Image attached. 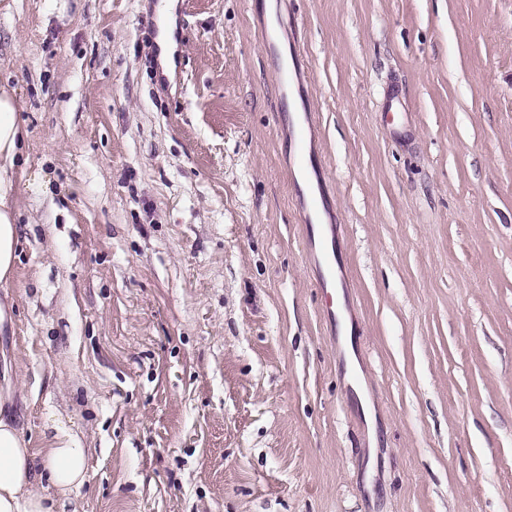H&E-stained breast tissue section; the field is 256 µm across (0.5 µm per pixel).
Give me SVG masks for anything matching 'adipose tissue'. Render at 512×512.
Masks as SVG:
<instances>
[{"label": "adipose tissue", "mask_w": 512, "mask_h": 512, "mask_svg": "<svg viewBox=\"0 0 512 512\" xmlns=\"http://www.w3.org/2000/svg\"><path fill=\"white\" fill-rule=\"evenodd\" d=\"M26 129L14 91L0 87V284L12 278L19 226L12 200L18 189ZM87 476V451L64 429L34 452L15 416L0 407V512H54L57 502L81 486ZM47 483L50 494L37 492Z\"/></svg>", "instance_id": "obj_1"}]
</instances>
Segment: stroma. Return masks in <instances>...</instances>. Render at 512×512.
Segmentation results:
<instances>
[{
	"mask_svg": "<svg viewBox=\"0 0 512 512\" xmlns=\"http://www.w3.org/2000/svg\"><path fill=\"white\" fill-rule=\"evenodd\" d=\"M160 4L0 0L28 131L0 397L33 449L88 448L60 512H512V0H177L166 72ZM306 112H289L291 118V132L293 141V169L303 179L302 203L298 209L300 220L305 224L313 238L317 251L320 276L316 280V288L320 290L324 299L325 308L331 311L333 296L335 294V266L336 255L321 224V213L324 209L323 192L319 182L312 178L315 172L316 160L311 155L309 147L311 139V120Z\"/></svg>",
	"mask_w": 512,
	"mask_h": 512,
	"instance_id": "stroma-1",
	"label": "stroma"
}]
</instances>
